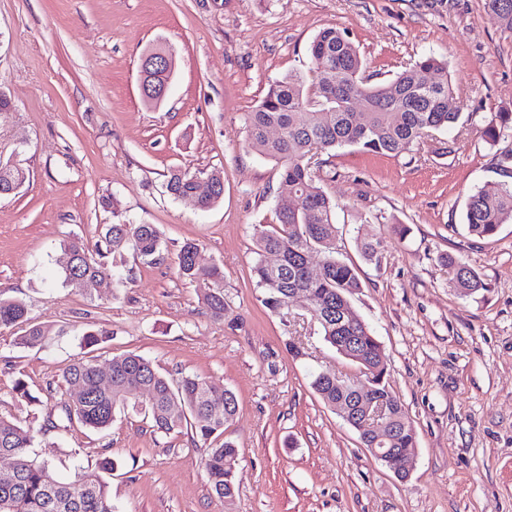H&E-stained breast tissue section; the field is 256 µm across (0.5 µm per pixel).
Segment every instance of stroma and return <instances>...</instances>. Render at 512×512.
Masks as SVG:
<instances>
[{
    "label": "stroma",
    "mask_w": 512,
    "mask_h": 512,
    "mask_svg": "<svg viewBox=\"0 0 512 512\" xmlns=\"http://www.w3.org/2000/svg\"><path fill=\"white\" fill-rule=\"evenodd\" d=\"M326 27L358 46L375 82L430 55L447 61L462 115L409 154L345 148L312 163L361 282L351 304L383 345L387 381L417 433L405 481L311 387L313 374L355 366L300 310L284 319L263 306L251 272L254 227L272 222L286 188L279 165L247 148L242 117L273 81L306 69ZM159 43L176 68L150 106L141 59ZM0 89L14 104L0 112V158L20 156L29 171L18 194L0 198V291L51 329L33 349L0 331V414L42 424L89 323L109 333L93 351L100 367L133 352L239 403L224 428L240 454L229 504L210 487L207 441L155 433L130 410L101 432L75 423L38 435L33 455L64 477L103 455L121 459L109 479L116 512H512V222L488 238L464 224L471 193L512 179V132L482 135L491 115L512 112V31L486 16L484 0H0ZM177 168L222 170L220 202L203 210L168 196ZM105 196L122 218L157 225L168 255L148 264L114 253L120 287L75 291L61 244L95 247L112 221ZM376 240L374 264L360 244ZM186 241L201 264L222 267L227 321L179 277L173 256ZM446 255L486 291L459 295ZM291 339L304 356H291ZM20 381L30 398L17 394Z\"/></svg>",
    "instance_id": "1"
}]
</instances>
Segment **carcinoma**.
Listing matches in <instances>:
<instances>
[{
	"label": "carcinoma",
	"instance_id": "1",
	"mask_svg": "<svg viewBox=\"0 0 512 512\" xmlns=\"http://www.w3.org/2000/svg\"><path fill=\"white\" fill-rule=\"evenodd\" d=\"M484 8L492 20L512 30V0H485ZM363 70L360 52L345 33L335 27L324 28L312 41L307 70L273 82L261 103L245 113L248 147L280 165L283 184L299 201L298 209L278 207L273 223L255 228L258 260L253 273L265 307L282 314L293 300H300L326 342L345 358L371 370L372 389L366 397L386 408V419L392 425L384 447L411 450L417 447L416 433L386 381L387 360L381 343L361 318L336 322V309L349 310L351 297L361 284L355 268L340 258L337 203L319 185L310 160L322 152L347 147L381 155L409 153L426 138L455 129L461 113L450 108V81L425 84L428 73H447L446 63L433 56L387 82L371 84L363 77ZM357 108L362 113H355ZM272 126L281 129L280 137H267ZM508 129H512V113L498 112L483 128V136L494 141ZM27 178V169L18 161L0 166V197L10 195L12 187ZM203 180L211 186L205 194L198 192ZM166 190L175 199L192 197L199 208L209 209L224 194V178L219 169L203 177L173 169L167 175ZM509 220L511 183L488 181L468 196L465 224L470 234L491 236ZM62 247L75 257V269L64 270V284L78 291L84 280L110 287L108 258L116 250L128 247L150 264L165 259L158 227L127 220L105 225L93 250L75 238L64 241ZM198 250L192 241L179 246V276L203 285L201 303L214 319L222 320L226 312L224 272L217 265L195 263ZM314 252L322 253L323 261L319 275L311 277L306 274L305 262ZM267 254L277 255L278 263H266ZM445 262L459 294L486 290L483 279L465 263L449 256ZM22 324L26 329L14 338L15 345L28 349L41 345L48 331L31 322L27 305L0 297V331ZM109 371L110 377L101 375L94 360L85 357L67 365L61 375L66 392L59 412L47 415L37 429L0 416V455L14 462L12 480H0V512H113L106 477L117 468V461L103 455L94 466L61 481L51 463L30 454L39 433L63 430L75 421L102 430L112 424L116 410L129 408L149 418L158 433L168 435L190 427L206 441L224 435V426L238 411V400L231 390H218L195 375L170 379L137 354L112 357ZM75 385L81 387L78 395L71 391ZM311 385L333 410L341 399L350 397L320 372ZM238 462L239 449L226 440L211 448L204 461L212 491L225 502L235 497Z\"/></svg>",
	"mask_w": 512,
	"mask_h": 512
}]
</instances>
